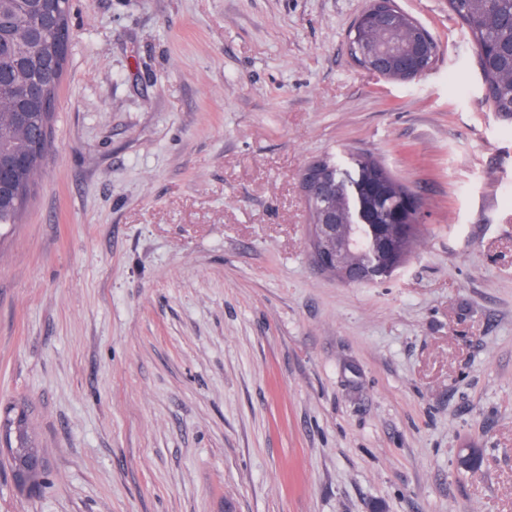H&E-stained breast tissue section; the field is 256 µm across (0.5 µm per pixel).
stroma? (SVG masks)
I'll use <instances>...</instances> for the list:
<instances>
[{"label": "stroma", "mask_w": 512, "mask_h": 512, "mask_svg": "<svg viewBox=\"0 0 512 512\" xmlns=\"http://www.w3.org/2000/svg\"><path fill=\"white\" fill-rule=\"evenodd\" d=\"M359 66L369 0H70L51 146L0 234V512H512V121L448 0ZM372 155L420 202L390 277L319 270L301 193ZM482 451L477 471L456 464ZM395 10L396 6L393 0H372L370 6L356 21V25H370L376 33V37L368 43L364 42L372 37V30L363 26L356 31L349 32V42L351 41L352 46L355 43L363 42L355 47L359 65L362 67L377 71L382 75H384L380 72L382 69L391 67L398 70L405 80H416L429 70L437 52V45L421 29L422 26L417 24L419 31L414 37L411 47L399 54L391 52L385 44L383 35L395 20L397 15ZM4 419L7 422L5 437L13 451L14 467L23 471L26 482L31 484V489L42 485L45 470H27V463L36 456L43 455L37 447L29 426V414L27 409L18 405H7L1 407L0 422ZM0 459L11 458L10 448H7L4 441H0Z\"/></svg>", "instance_id": "35a3bbf8"}]
</instances>
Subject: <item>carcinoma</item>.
Segmentation results:
<instances>
[{"label": "carcinoma", "instance_id": "cac0c4a2", "mask_svg": "<svg viewBox=\"0 0 512 512\" xmlns=\"http://www.w3.org/2000/svg\"><path fill=\"white\" fill-rule=\"evenodd\" d=\"M67 0H45L46 12L54 18L47 24L38 16L26 17V26L34 37L33 53L56 61L58 74H63L68 57L70 28L68 11L63 9ZM449 10L468 28L477 55L502 49V59L498 66H487L479 62L482 83L487 85V97L493 111L504 119L512 120V66L509 65V52L512 51V0H448ZM414 36L411 18L396 26L387 36V41L397 50L407 48ZM13 59L10 29L0 31V60L10 66ZM42 68L29 67L21 80L0 81V152L20 156L24 167L16 173L11 182L8 198L0 202V228L16 222L26 205L35 176L38 174L47 145L33 147L35 131L49 133L50 115L54 105L41 107L36 103L22 101L20 86L37 83L41 80ZM355 170L367 177L374 171L386 174L394 194H405L407 189L382 164L370 155H359L354 160ZM7 422L5 437L13 451L14 467L23 471V477L31 487L42 485L45 471L28 470L27 463L41 455L29 426L27 409L18 405H7L0 410V420Z\"/></svg>", "mask_w": 512, "mask_h": 512}]
</instances>
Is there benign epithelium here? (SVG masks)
Instances as JSON below:
<instances>
[{
  "label": "benign epithelium",
  "instance_id": "benign-epithelium-1",
  "mask_svg": "<svg viewBox=\"0 0 512 512\" xmlns=\"http://www.w3.org/2000/svg\"><path fill=\"white\" fill-rule=\"evenodd\" d=\"M395 16L394 0H371L356 25L371 26L376 37L356 45L355 51L363 67L377 72L391 67L405 79L416 80L429 70L437 45L420 30L409 49L391 52L384 33ZM301 188L312 217V255L319 269L336 271L345 283L361 284L387 277L401 266L402 245L418 210L414 196H401L389 208L385 222L377 223L362 198L385 197L387 184L381 180L354 181L316 161L306 168Z\"/></svg>",
  "mask_w": 512,
  "mask_h": 512
}]
</instances>
